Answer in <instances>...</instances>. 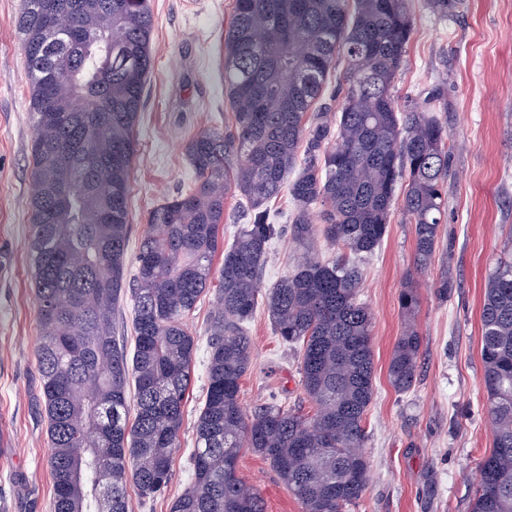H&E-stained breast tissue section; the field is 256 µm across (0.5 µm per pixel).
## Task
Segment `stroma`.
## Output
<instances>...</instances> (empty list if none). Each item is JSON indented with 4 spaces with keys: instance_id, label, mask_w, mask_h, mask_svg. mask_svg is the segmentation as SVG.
<instances>
[{
    "instance_id": "35a3bbf8",
    "label": "stroma",
    "mask_w": 512,
    "mask_h": 512,
    "mask_svg": "<svg viewBox=\"0 0 512 512\" xmlns=\"http://www.w3.org/2000/svg\"><path fill=\"white\" fill-rule=\"evenodd\" d=\"M23 0H0V512H51L53 480L43 389L35 351L41 329L31 290L28 197L32 190L28 79L15 27ZM235 0H150L154 68L138 127L132 171L127 267L150 209L188 193L196 174L187 140L204 128L234 127L224 88V32ZM413 35L397 76L399 110L440 100L454 148L448 160V221L428 271L414 264L411 224L395 211L381 247L363 265L361 299L374 316V398L364 420L370 481L346 512H468L477 468L493 444L482 370L484 284L512 256V0H448L447 12L411 0ZM298 252L286 234L269 244L264 288L289 271ZM449 267L455 288L440 298L434 282ZM418 288L415 325L421 355L412 391L395 392L388 364L404 327L399 296ZM213 295L184 322L198 339L194 383L184 407L174 476L152 498L130 495L129 512H169L190 481L193 425L205 395L207 319ZM252 364L241 381L245 411L276 401L310 414L295 353L273 331L265 306L247 324ZM239 471L264 498L266 512H301L270 464L252 449Z\"/></svg>"
}]
</instances>
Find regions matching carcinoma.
<instances>
[{
    "mask_svg": "<svg viewBox=\"0 0 512 512\" xmlns=\"http://www.w3.org/2000/svg\"><path fill=\"white\" fill-rule=\"evenodd\" d=\"M38 2L23 0L16 28L28 114L43 143L32 146L29 253L52 512H128L129 491L151 498L170 483L197 349L182 319L212 288L193 476L170 512H265L239 474L242 448L269 461L302 512H345L369 480L363 421L374 396L373 314L358 300L357 259L381 244L401 189L415 266L427 269L448 210L449 136L438 99L399 112L393 95L412 32L410 0H235L224 34L234 130L196 134L185 146L197 173L193 191L148 213L130 289L131 353L115 334V313L126 284L136 127L155 59L150 0H52L70 32L50 45ZM341 55L342 100L336 113L318 112ZM285 190L301 253L264 292L262 270L278 233L267 204ZM232 193L251 202L252 214L226 248ZM315 224L327 245L354 258H321ZM261 294L275 335L298 349L311 415L277 403L249 415L240 405L252 362L246 324ZM400 303L414 316L412 283ZM481 343L493 448L478 464L469 512H512L511 261L486 279ZM420 349L410 323L389 363L396 391L413 389Z\"/></svg>",
    "mask_w": 512,
    "mask_h": 512,
    "instance_id": "carcinoma-1",
    "label": "carcinoma"
}]
</instances>
